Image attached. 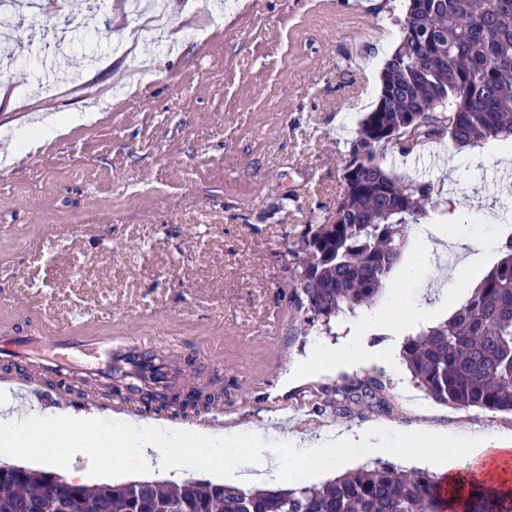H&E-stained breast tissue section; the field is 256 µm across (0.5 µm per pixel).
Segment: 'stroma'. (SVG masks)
<instances>
[{
    "label": "stroma",
    "mask_w": 512,
    "mask_h": 512,
    "mask_svg": "<svg viewBox=\"0 0 512 512\" xmlns=\"http://www.w3.org/2000/svg\"><path fill=\"white\" fill-rule=\"evenodd\" d=\"M16 0L0 30V79L18 103L0 127L25 134L36 110L82 112L138 66L130 94L94 121L26 153L0 179V323L33 320L144 336L179 360L198 387L224 391L236 429L264 423L314 439L376 425L383 460L407 468L394 433L512 431V415L458 410L425 396L398 360L409 323L365 339L380 361L309 371L318 347L336 345L358 314L332 332L308 327L290 299L291 269L306 225L336 210L358 123L380 92L399 31L384 0H168L157 50L142 46L122 0H49L34 12ZM126 49L113 53L114 41ZM118 65L98 70L109 57ZM59 74L55 91L39 81ZM95 79H87L89 70ZM449 139L402 154L389 143L382 168L448 187L477 215L468 251L487 273L499 259L497 212L512 205V157L464 156L449 165ZM85 263L81 277L69 274ZM261 374V385L250 383ZM386 380L383 409L317 413L310 393L342 376Z\"/></svg>",
    "instance_id": "stroma-1"
}]
</instances>
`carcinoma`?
Returning <instances> with one entry per match:
<instances>
[{"label": "carcinoma", "mask_w": 512, "mask_h": 512, "mask_svg": "<svg viewBox=\"0 0 512 512\" xmlns=\"http://www.w3.org/2000/svg\"><path fill=\"white\" fill-rule=\"evenodd\" d=\"M386 20L398 42L381 71L375 107L359 123L329 224H309L292 268V297L306 324L331 332L337 314L371 304L401 259L410 230L453 208L430 180L404 179L375 159L395 142L409 154L512 138V0H403ZM460 308L407 337L403 364L428 397L460 410L512 412V235ZM376 377L344 376L318 389L320 412L352 414L385 403ZM48 473L0 465V512H512V487L463 494L426 470L386 461L321 484L243 489L207 479L87 486L46 483Z\"/></svg>", "instance_id": "obj_1"}]
</instances>
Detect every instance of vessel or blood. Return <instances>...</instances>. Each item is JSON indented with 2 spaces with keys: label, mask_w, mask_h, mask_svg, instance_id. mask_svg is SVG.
Instances as JSON below:
<instances>
[{
  "label": "vessel or blood",
  "mask_w": 512,
  "mask_h": 512,
  "mask_svg": "<svg viewBox=\"0 0 512 512\" xmlns=\"http://www.w3.org/2000/svg\"><path fill=\"white\" fill-rule=\"evenodd\" d=\"M5 351L19 370L1 375L0 384L24 394L43 393L45 379L59 382L78 372L107 383L116 373L127 374L125 393L106 403L105 408L137 418L151 416L147 394L165 397L176 372L167 358L159 356L151 340L115 336L108 331L84 332L73 326L59 329L46 338L33 331L18 336L10 328H1L0 352Z\"/></svg>",
  "instance_id": "obj_1"
}]
</instances>
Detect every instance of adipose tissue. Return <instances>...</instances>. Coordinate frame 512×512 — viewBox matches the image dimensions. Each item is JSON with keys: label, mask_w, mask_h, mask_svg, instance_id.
<instances>
[{"label": "adipose tissue", "mask_w": 512, "mask_h": 512, "mask_svg": "<svg viewBox=\"0 0 512 512\" xmlns=\"http://www.w3.org/2000/svg\"><path fill=\"white\" fill-rule=\"evenodd\" d=\"M433 268L431 249L412 252L396 286L385 301L369 310L367 322L431 321L429 308L417 305L411 287L423 272ZM384 446L371 428L345 430L326 442L290 433L275 436L260 428L243 436L196 432L147 421L114 423L70 411L24 410L10 396L0 397V448L11 456L43 458L66 470L69 481L78 483L83 482V474L69 470L68 465L87 453L106 473L127 462L141 469L164 466L180 470L192 466L224 471L249 486L301 469H321L349 459L359 448L377 452ZM397 446L406 457L431 461L446 484L459 492L476 482L512 484V445L479 433L435 432L420 440L403 435Z\"/></svg>", "instance_id": "obj_1"}]
</instances>
